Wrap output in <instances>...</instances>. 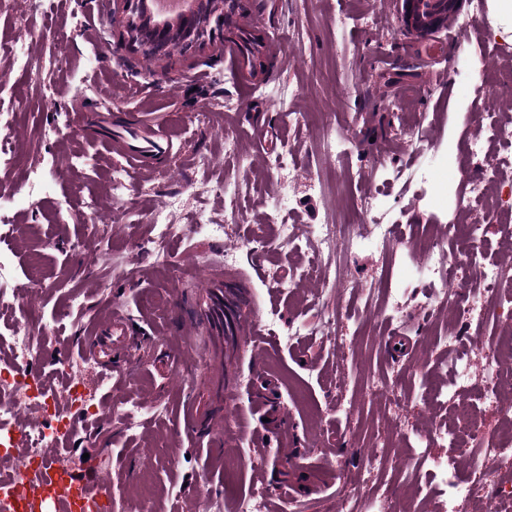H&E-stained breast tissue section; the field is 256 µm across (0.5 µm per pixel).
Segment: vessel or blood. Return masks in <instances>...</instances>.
<instances>
[{
	"label": "vessel or blood",
	"instance_id": "1",
	"mask_svg": "<svg viewBox=\"0 0 512 512\" xmlns=\"http://www.w3.org/2000/svg\"><path fill=\"white\" fill-rule=\"evenodd\" d=\"M100 128L116 155L133 169L172 157L177 147L168 136L162 135L154 124L146 121L113 120L101 117ZM253 309V296L234 276L225 274L223 265L209 268L204 293L192 294L185 299V318L182 322L188 335L209 337L211 346V378L216 387L224 385V357L221 350L223 337L241 336L245 321ZM104 332L111 336V343L94 338L87 355L104 372H111L112 352L130 358L141 343V330L135 329L130 320L113 314ZM189 428L199 436H209L220 429L224 421V399L216 397L210 410H201L195 397L186 400ZM41 498L26 501L30 512H41L44 502H51L55 512H109L111 508L112 475L97 473L94 479L81 480L71 471L46 465Z\"/></svg>",
	"mask_w": 512,
	"mask_h": 512
}]
</instances>
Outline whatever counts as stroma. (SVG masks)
I'll return each mask as SVG.
<instances>
[{"mask_svg":"<svg viewBox=\"0 0 512 512\" xmlns=\"http://www.w3.org/2000/svg\"><path fill=\"white\" fill-rule=\"evenodd\" d=\"M240 2L251 33L280 44L252 72L255 89L220 44L169 64L119 46L121 16L98 0H8L0 7V73L9 78L0 86V149L18 161L0 173V198H27L0 212V227L10 231L0 245L18 270L33 259L39 274L56 280L43 293L22 288L1 302L0 336H9L19 312L33 311L48 340L44 369L50 372L61 350L72 367L68 377L50 372L49 384L81 381L95 405L112 406L59 446L80 477L111 469L120 512H142L146 488L164 492L154 512H191L198 500L209 512H236L238 498L255 490L266 512L291 502L318 512L348 486L361 508L388 498L395 512H448V486L420 449L449 412L427 392L453 382L438 368L449 351L434 337L468 324L476 346L467 358V394L493 431L501 419L479 388L489 371L482 350L500 326L474 286L461 292L459 305L437 307L418 269L428 260L422 244L431 226L448 224H484L477 245L484 263L512 265V219L487 221L465 206L473 186L490 190L486 160L502 150L484 113L512 123V56L504 54L512 48V17L498 0H485L479 30L450 40L445 59L431 64L419 39L404 32L395 0H305L301 10L294 0ZM60 26L71 34L68 43L53 39ZM24 27L40 36L19 50L15 33ZM19 53L35 63L37 81L22 82ZM106 106L114 116L151 121L180 152L158 169H130L99 136L96 116ZM201 112L206 120H198ZM325 132L339 144L332 177ZM216 184L239 188L246 212L221 239L197 228L225 223ZM364 194L377 207L338 250L346 288L330 293L293 280L298 261L318 251V225L335 223L349 197ZM273 218L287 221L302 255L268 228ZM163 222L171 230L158 253ZM101 223L111 228L109 252L132 266L114 271L88 261ZM261 224L263 237L252 242ZM379 224L393 233L369 248ZM215 257L249 280L255 318L271 338L257 362L244 342L224 353L233 384L224 392L219 447L197 439L182 410L189 394L211 398L205 351L178 345L180 327L169 321L179 293L204 287L194 266ZM276 278L281 287H273ZM116 312L148 322L151 333L132 368L107 379L85 348L97 323ZM323 312L347 338V363L338 359L336 336L299 330ZM397 335L405 348L394 346ZM413 365L419 376L401 382ZM341 371L349 388L376 379L400 384L399 396L349 397L337 411ZM124 401L141 409L135 424L118 411ZM394 423L403 440L384 466L370 451L371 435ZM240 444L250 455H236Z\"/></svg>","mask_w":512,"mask_h":512,"instance_id":"1","label":"stroma"}]
</instances>
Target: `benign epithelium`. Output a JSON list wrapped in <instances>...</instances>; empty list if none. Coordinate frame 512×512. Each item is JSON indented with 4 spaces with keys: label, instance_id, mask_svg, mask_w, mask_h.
<instances>
[{
    "label": "benign epithelium",
    "instance_id": "obj_1",
    "mask_svg": "<svg viewBox=\"0 0 512 512\" xmlns=\"http://www.w3.org/2000/svg\"><path fill=\"white\" fill-rule=\"evenodd\" d=\"M403 26L419 32L436 29L434 14L424 12L423 0H400ZM135 0H116L118 12L127 16L121 32V40L131 50L150 48L152 55L160 60H171L174 54L202 49L207 43L224 37V0H193L189 15L176 25H155L143 31L134 23L130 9Z\"/></svg>",
    "mask_w": 512,
    "mask_h": 512
}]
</instances>
